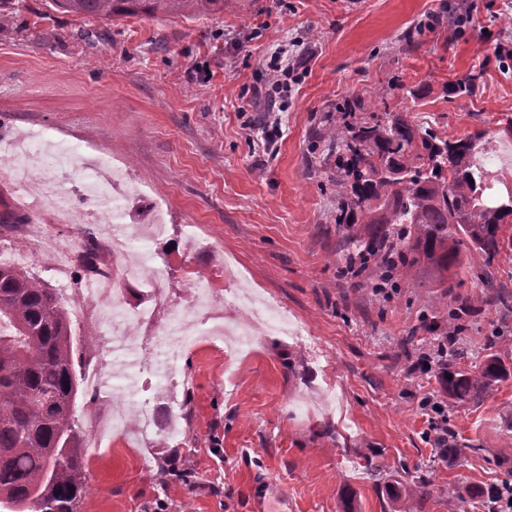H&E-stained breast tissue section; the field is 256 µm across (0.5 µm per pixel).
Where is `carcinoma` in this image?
<instances>
[{
	"mask_svg": "<svg viewBox=\"0 0 512 512\" xmlns=\"http://www.w3.org/2000/svg\"><path fill=\"white\" fill-rule=\"evenodd\" d=\"M72 16L114 21L127 17H182L224 9V0H50ZM480 76L448 85L467 105ZM354 105L336 108L318 140L336 158V224L346 232L345 271L375 275L376 285L420 283L422 270L438 288L451 287L463 267L480 269L484 287H496L493 264L512 249L504 224L512 221V182L480 161L485 132L441 137L406 112L386 121L356 117ZM79 248L80 276L103 264L90 232ZM67 302L26 269L0 265V512H79L87 468L76 417L78 369ZM502 367L491 357L473 372H454L444 389L460 401L488 391ZM194 487L188 468L161 461L156 480L169 476ZM413 503L430 495L420 476L407 486Z\"/></svg>",
	"mask_w": 512,
	"mask_h": 512,
	"instance_id": "cac0c4a2",
	"label": "carcinoma"
}]
</instances>
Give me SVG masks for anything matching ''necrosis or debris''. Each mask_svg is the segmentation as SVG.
Returning <instances> with one entry per match:
<instances>
[{"label": "necrosis or debris", "instance_id": "1", "mask_svg": "<svg viewBox=\"0 0 512 512\" xmlns=\"http://www.w3.org/2000/svg\"><path fill=\"white\" fill-rule=\"evenodd\" d=\"M13 173V187L19 200L41 210L55 224H93L112 258L133 255L121 270L102 271L79 294L87 312L100 316L103 306L112 309V333L133 335L137 326L148 322L155 306L166 301L157 270L148 266V245L165 231L162 210L152 205V219L143 229L130 232L124 198L144 196L130 165L99 156L75 160L71 150L41 138L37 130L15 136L0 135V167ZM89 201V208L74 209L73 199ZM140 288L144 301L138 312L126 313L122 299L127 289ZM194 305L189 312L175 315L172 325L161 326L164 336V366L160 374V394L175 393L181 383L178 364L189 337L209 334L219 319L223 289L213 281L193 283Z\"/></svg>", "mask_w": 512, "mask_h": 512}]
</instances>
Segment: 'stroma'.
<instances>
[{
    "instance_id": "obj_1",
    "label": "stroma",
    "mask_w": 512,
    "mask_h": 512,
    "mask_svg": "<svg viewBox=\"0 0 512 512\" xmlns=\"http://www.w3.org/2000/svg\"><path fill=\"white\" fill-rule=\"evenodd\" d=\"M224 0L190 20L107 21L53 13L48 0L0 7V131L42 128L131 163L167 205L168 234L150 244L168 300L160 319L192 302L181 281L227 269L271 313L314 336L311 351L225 305L244 347L204 336L184 352L180 406L153 403L148 436L84 433L89 489L80 512H408L407 475L431 494L422 512H475L512 471V251L494 264L498 292L476 270L453 288L376 291L344 274L333 159L314 136L337 104L410 113L442 136L481 128L485 145L512 152V0ZM292 49L305 63L284 77L283 107L265 111L276 80L267 60ZM482 74L468 105L448 82ZM278 130L265 140L264 125ZM456 326L448 367L467 371L498 355L504 373L479 398L458 401L437 371L422 372ZM103 358L102 384L81 383L76 415L134 398L159 366L151 331ZM432 396L448 410L461 453L439 461L429 432ZM192 468L159 486L157 464ZM466 490L459 505L448 490Z\"/></svg>"
}]
</instances>
